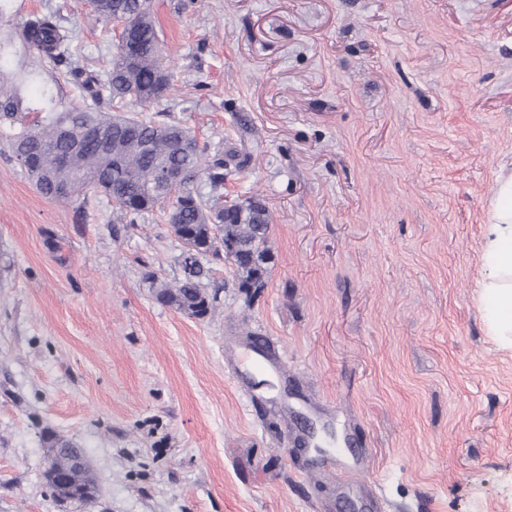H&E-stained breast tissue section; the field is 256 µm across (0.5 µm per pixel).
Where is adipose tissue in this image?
I'll list each match as a JSON object with an SVG mask.
<instances>
[{"mask_svg":"<svg viewBox=\"0 0 512 512\" xmlns=\"http://www.w3.org/2000/svg\"><path fill=\"white\" fill-rule=\"evenodd\" d=\"M482 262L486 275L478 284V295L488 334L500 347L512 350V172L496 177Z\"/></svg>","mask_w":512,"mask_h":512,"instance_id":"adipose-tissue-1","label":"adipose tissue"}]
</instances>
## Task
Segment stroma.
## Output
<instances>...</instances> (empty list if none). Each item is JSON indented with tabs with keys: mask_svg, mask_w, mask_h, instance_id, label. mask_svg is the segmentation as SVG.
Listing matches in <instances>:
<instances>
[{
	"mask_svg": "<svg viewBox=\"0 0 512 512\" xmlns=\"http://www.w3.org/2000/svg\"><path fill=\"white\" fill-rule=\"evenodd\" d=\"M170 89L145 115L223 150L261 197L273 265L252 303H158L182 276L165 210L135 223L36 189L0 126V512H512V354L476 284L512 166V0H151ZM109 66L86 0H12ZM287 368L240 362L255 338ZM99 487L60 503L46 437ZM366 458L363 485L330 453Z\"/></svg>",
	"mask_w": 512,
	"mask_h": 512,
	"instance_id": "obj_1",
	"label": "stroma"
}]
</instances>
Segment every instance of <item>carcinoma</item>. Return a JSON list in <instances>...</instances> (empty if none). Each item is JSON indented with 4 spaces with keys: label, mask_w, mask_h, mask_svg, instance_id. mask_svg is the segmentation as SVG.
Here are the masks:
<instances>
[{
    "label": "carcinoma",
    "mask_w": 512,
    "mask_h": 512,
    "mask_svg": "<svg viewBox=\"0 0 512 512\" xmlns=\"http://www.w3.org/2000/svg\"><path fill=\"white\" fill-rule=\"evenodd\" d=\"M90 6L97 18L125 21L135 33V40L119 41L111 66L103 72L73 65L69 32L56 14H31L15 26L13 41L35 51L37 67L19 76L0 69V123L19 125L9 143L13 156L43 195L69 199L88 189L99 192L112 200L117 217L129 224L170 202L168 221L181 247L183 276L156 287L155 297L161 304L206 318L216 302L205 283L212 259L228 262L240 292L258 295L267 285L273 260L268 207L258 198H249L241 207L228 208L217 199L204 198L192 186L201 172L208 173L212 190L224 186V153L206 155L180 124L104 111L115 99L151 103L170 86L159 62L150 0H90ZM44 68L77 85L82 91L80 101L59 110L50 95L28 97L24 84ZM32 112L50 116L32 119ZM89 126L112 134V151L84 143ZM60 155L63 163L58 164L55 159ZM165 167L184 172L175 196L172 188L161 184ZM48 443L47 464L67 475L65 484H49L53 495L62 502H93L95 481L87 472L69 469L70 455L84 449L52 437Z\"/></svg>",
    "instance_id": "1"
}]
</instances>
